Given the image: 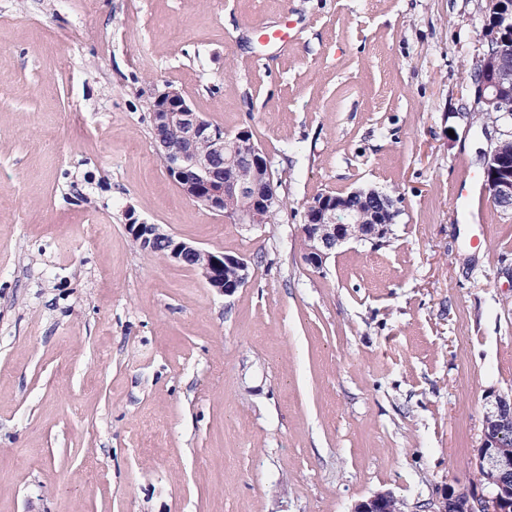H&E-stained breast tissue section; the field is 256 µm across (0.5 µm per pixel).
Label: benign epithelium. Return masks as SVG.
<instances>
[{"mask_svg": "<svg viewBox=\"0 0 512 512\" xmlns=\"http://www.w3.org/2000/svg\"><path fill=\"white\" fill-rule=\"evenodd\" d=\"M512 52V3L505 2L493 33L476 65L483 77L474 84L473 105L483 110L512 98V72L503 60ZM153 132L175 129L179 143L159 141L166 171L191 199L234 224H264L270 209L280 204L278 184L267 155L257 147L246 128L224 136V128L196 112L191 102L169 85L154 92L150 102ZM497 137L484 154L483 179L490 200L512 209V131L493 127ZM251 199L252 206L235 205ZM396 216L395 203L376 191L354 190L345 195L325 193L310 201L302 231L309 242L304 259L316 269L343 244L355 241L383 242ZM127 233L147 251L166 239L163 257L190 268L216 293L233 295L250 277L248 261L240 256L213 252L180 241L160 224H149L127 209ZM512 400L494 396L486 411L479 449L478 482L471 489L444 490L430 502V512H512ZM352 512H403L402 503L389 491H380L357 502Z\"/></svg>", "mask_w": 512, "mask_h": 512, "instance_id": "1", "label": "benign epithelium"}]
</instances>
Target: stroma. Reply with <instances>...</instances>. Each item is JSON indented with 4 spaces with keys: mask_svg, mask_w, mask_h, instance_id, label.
<instances>
[{
    "mask_svg": "<svg viewBox=\"0 0 512 512\" xmlns=\"http://www.w3.org/2000/svg\"><path fill=\"white\" fill-rule=\"evenodd\" d=\"M490 0H0V512H427L512 395V211L472 75ZM275 26L287 41L267 35ZM269 157L245 227L167 174L163 84ZM374 189L382 245L323 269L313 197ZM246 258L222 296L127 209ZM493 130L498 136H490L491 147L484 154V185L490 200L507 211L512 209V131ZM401 506L402 503L391 492L380 491L357 502L352 512H403Z\"/></svg>",
    "mask_w": 512,
    "mask_h": 512,
    "instance_id": "1",
    "label": "stroma"
}]
</instances>
